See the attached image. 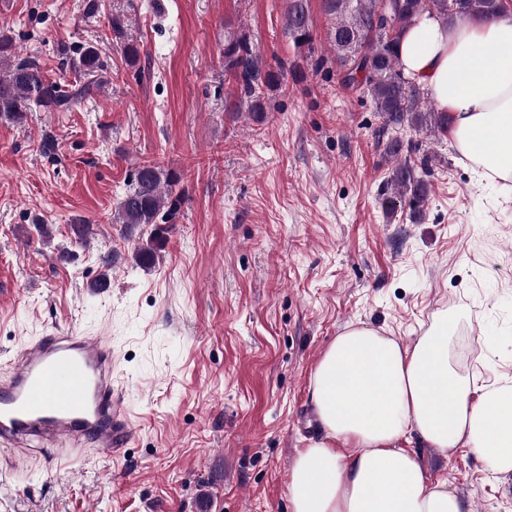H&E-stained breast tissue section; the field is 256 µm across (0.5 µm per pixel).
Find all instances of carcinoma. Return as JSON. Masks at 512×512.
<instances>
[{
  "mask_svg": "<svg viewBox=\"0 0 512 512\" xmlns=\"http://www.w3.org/2000/svg\"><path fill=\"white\" fill-rule=\"evenodd\" d=\"M326 15L335 19L329 32L331 53L313 60L301 56L289 71L266 65L243 30L224 36V72L238 86L240 103L256 122L266 118L271 96L286 86L287 76L304 78L305 66L318 71L336 66L347 87L363 89L370 96L382 120L380 133H395L388 139L384 153L392 162L384 192V206L395 211L409 200L414 218H421L431 193L432 163L436 155L427 153L416 162L403 155L404 144L398 134L411 131L438 142L448 134V113L435 109L426 89L407 78L401 68L398 42L402 31L424 12L445 20L458 17H490L499 13L502 0H322ZM288 37L298 49H312L308 0H288L285 14ZM89 78L86 83L66 91L48 81L34 57L17 59L8 68L0 67V115L14 121L25 113L41 108L45 111L67 110L87 96L99 84L104 63L97 51L89 47L78 61L65 56L64 64ZM178 175L151 164L139 166L133 183L119 199L114 220L123 225L128 236L142 227L171 221L181 196L174 195ZM167 229L156 228L147 243L135 248L136 265L149 270L156 265L166 241Z\"/></svg>",
  "mask_w": 512,
  "mask_h": 512,
  "instance_id": "cac0c4a2",
  "label": "carcinoma"
}]
</instances>
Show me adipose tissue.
Listing matches in <instances>:
<instances>
[{
    "instance_id": "obj_1",
    "label": "adipose tissue",
    "mask_w": 512,
    "mask_h": 512,
    "mask_svg": "<svg viewBox=\"0 0 512 512\" xmlns=\"http://www.w3.org/2000/svg\"><path fill=\"white\" fill-rule=\"evenodd\" d=\"M400 60L450 114L456 151L482 178L511 180L512 9L451 22L422 14ZM451 334L443 312L407 346L363 324L336 336L312 374L320 430L291 464L290 512H470L447 482L428 481L405 448L414 440L512 472V383L459 374Z\"/></svg>"
}]
</instances>
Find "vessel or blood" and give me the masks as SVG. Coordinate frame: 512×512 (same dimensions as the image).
<instances>
[{"instance_id": "1", "label": "vessel or blood", "mask_w": 512, "mask_h": 512, "mask_svg": "<svg viewBox=\"0 0 512 512\" xmlns=\"http://www.w3.org/2000/svg\"><path fill=\"white\" fill-rule=\"evenodd\" d=\"M136 429L112 385V347L100 337L55 330L15 351L0 373V447L22 457L30 440L69 453L92 447L124 456Z\"/></svg>"}]
</instances>
